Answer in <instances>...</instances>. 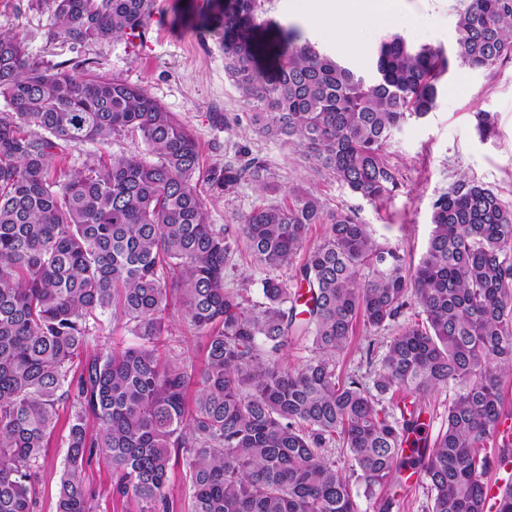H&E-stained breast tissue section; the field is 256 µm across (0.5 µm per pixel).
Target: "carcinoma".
<instances>
[{
  "mask_svg": "<svg viewBox=\"0 0 512 512\" xmlns=\"http://www.w3.org/2000/svg\"><path fill=\"white\" fill-rule=\"evenodd\" d=\"M52 8L51 39L74 45L140 37L154 0H37ZM264 0H212L200 21L218 31L224 72L258 131L292 142L352 193L382 201L398 187L386 159L410 117L432 111L438 79L456 66L494 70L512 58V0H469L454 48L416 47L393 34L375 75L264 18ZM0 512H36L37 476L60 408L70 410L56 512H91L83 482L95 457L112 464L113 493L138 512H170L171 461L183 455L190 512H358L349 479L326 455L340 443L358 480L394 512L398 468L417 466L432 512H487L493 461L480 456L512 418V208L461 181L432 204L433 230L416 269L379 243L353 212L325 213L298 192L237 224L209 222L190 129L138 85L30 61L0 32ZM139 134L141 156L114 154L66 179L57 160L88 143ZM276 190L245 152L212 167L217 193L240 180ZM312 224L322 242L287 277L262 279L249 304L224 285L247 241L272 270L288 269ZM418 307L425 324L404 318ZM112 312L141 343L90 348ZM204 334L199 369L159 344L169 318ZM395 326L381 356L366 347L371 382L336 372L353 326ZM311 356L286 367L295 336ZM196 386L193 403L188 392ZM449 387L445 428L425 435V398ZM401 394L403 405L387 406ZM99 422L95 434L87 415Z\"/></svg>",
  "mask_w": 512,
  "mask_h": 512,
  "instance_id": "cac0c4a2",
  "label": "carcinoma"
}]
</instances>
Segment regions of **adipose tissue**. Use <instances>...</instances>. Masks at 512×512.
<instances>
[{
  "instance_id": "1",
  "label": "adipose tissue",
  "mask_w": 512,
  "mask_h": 512,
  "mask_svg": "<svg viewBox=\"0 0 512 512\" xmlns=\"http://www.w3.org/2000/svg\"><path fill=\"white\" fill-rule=\"evenodd\" d=\"M323 8L316 19L336 29L344 51L359 52L358 27L367 21L387 23L405 19L404 0H321Z\"/></svg>"
}]
</instances>
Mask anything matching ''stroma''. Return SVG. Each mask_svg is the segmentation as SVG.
Listing matches in <instances>:
<instances>
[{
	"label": "stroma",
	"instance_id": "1",
	"mask_svg": "<svg viewBox=\"0 0 512 512\" xmlns=\"http://www.w3.org/2000/svg\"><path fill=\"white\" fill-rule=\"evenodd\" d=\"M296 0H265L268 19L300 27L304 39L364 77L375 73L379 45L392 34L433 49L451 50L460 36L458 21L468 0H405V8L419 23L413 28L364 24L362 50L343 51L324 25L301 18ZM205 0H156L153 17L142 37L120 38L101 44L74 46L51 40L50 7L34 9L30 0H0V31L18 33L30 57L50 67L68 60H91L99 73L144 87L149 95L187 123L195 135L204 167L223 164L225 157L247 149L260 159L280 187L261 193L251 182L233 192L204 191L211 223H236L254 206L286 201L291 188L313 191L325 212L353 211L368 224L376 239L399 247L407 265H417L432 230V204L459 181L484 185L512 205V60L491 71L457 69L440 78V97L426 116L409 119L395 133L387 160L398 172L399 186L390 197L372 202L351 193L293 144L259 134L250 111L224 72V53L218 35L201 28ZM489 113L494 132L481 137L476 116ZM226 124L216 123V116ZM268 270L246 243H239L224 275L229 288H243L251 302L262 299L261 281ZM388 331L369 334L356 322L345 350L337 356L341 373H365L368 341L385 346ZM69 416L60 413L41 461L35 484L38 512H56V501L67 453ZM83 480L93 496L96 512H137L132 499L112 495V467L92 461Z\"/></svg>",
	"mask_w": 512,
	"mask_h": 512
}]
</instances>
